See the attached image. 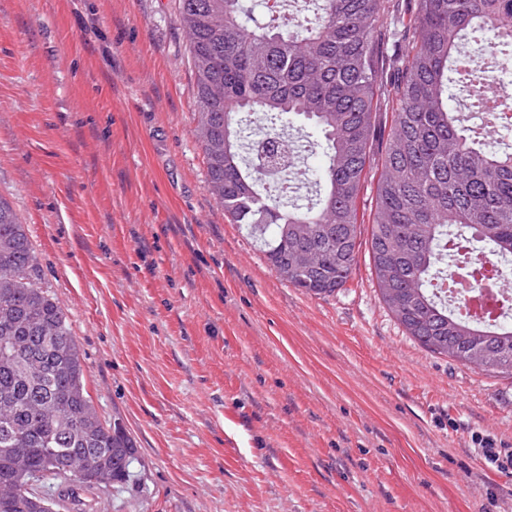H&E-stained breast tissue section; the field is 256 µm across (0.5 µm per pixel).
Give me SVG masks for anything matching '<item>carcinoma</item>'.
<instances>
[{
  "mask_svg": "<svg viewBox=\"0 0 512 512\" xmlns=\"http://www.w3.org/2000/svg\"><path fill=\"white\" fill-rule=\"evenodd\" d=\"M315 22L255 20L244 0H179L195 75L196 136L224 216L244 226L281 280L315 296L345 287L361 246L358 199L370 168L374 102L383 83L378 31L384 0H312ZM390 17L404 45L396 70L393 127L381 159L368 256L388 311L427 351L493 374L512 375V323L484 324L438 301L461 262L448 242L491 246L512 257V148L486 142L487 127L462 108L486 105L488 76L458 70L462 57L499 49L512 61V0H409ZM272 125L302 116L324 134L319 203L286 201L265 177L293 168L277 152L243 163L255 144L241 114ZM136 442L102 422L82 354L56 298L39 286L27 228L0 198V512H47L34 483L55 457L69 486L93 491L91 471L128 476Z\"/></svg>",
  "mask_w": 512,
  "mask_h": 512,
  "instance_id": "obj_1",
  "label": "carcinoma"
}]
</instances>
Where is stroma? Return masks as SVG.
Segmentation results:
<instances>
[{
	"label": "stroma",
	"mask_w": 512,
	"mask_h": 512,
	"mask_svg": "<svg viewBox=\"0 0 512 512\" xmlns=\"http://www.w3.org/2000/svg\"><path fill=\"white\" fill-rule=\"evenodd\" d=\"M178 0H0V197L100 418L138 457L92 512H512V378L435 355L367 249L282 281L211 194ZM471 441L476 455L486 468L499 472L512 471V448L498 446L497 440L490 434H473Z\"/></svg>",
	"instance_id": "obj_1"
}]
</instances>
